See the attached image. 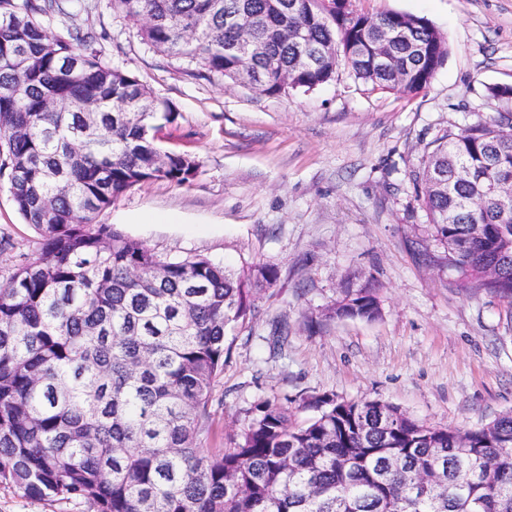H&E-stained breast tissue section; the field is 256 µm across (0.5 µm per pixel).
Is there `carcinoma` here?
I'll use <instances>...</instances> for the list:
<instances>
[{
  "instance_id": "cac0c4a2",
  "label": "carcinoma",
  "mask_w": 512,
  "mask_h": 512,
  "mask_svg": "<svg viewBox=\"0 0 512 512\" xmlns=\"http://www.w3.org/2000/svg\"><path fill=\"white\" fill-rule=\"evenodd\" d=\"M66 0H0V171L15 209L41 235L0 286V485L93 512H512V412L461 431L380 401L322 395L295 426L260 401L225 449L201 447L224 370L226 328L245 320L276 271L233 272L194 256L160 259L99 215L134 187L182 185L199 163L155 145L176 114L133 74L105 64L89 33L46 21ZM143 22L155 51L235 81L248 58L226 45L264 41L261 92L312 90L339 62L372 90L413 95L448 54L424 17L359 14L350 0H111ZM267 15L263 29L224 26V13ZM21 16L23 22L10 19ZM415 26L418 57L396 46L377 69L372 40ZM22 49L26 62L17 64ZM497 166L485 167L487 152ZM448 171V185L430 173ZM443 252L423 250L468 291L512 303V121L447 130L410 174ZM340 317L380 315L375 285L347 290Z\"/></svg>"
}]
</instances>
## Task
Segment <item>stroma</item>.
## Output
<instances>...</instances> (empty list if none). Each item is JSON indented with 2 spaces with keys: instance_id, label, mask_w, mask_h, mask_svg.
<instances>
[{
  "instance_id": "obj_1",
  "label": "stroma",
  "mask_w": 512,
  "mask_h": 512,
  "mask_svg": "<svg viewBox=\"0 0 512 512\" xmlns=\"http://www.w3.org/2000/svg\"><path fill=\"white\" fill-rule=\"evenodd\" d=\"M360 13L427 18L448 55L418 94L371 91L347 67L311 91L267 95L156 52L110 0H69L75 24L112 67L166 101L176 121L161 150L187 154L183 185L149 181L99 216L164 259L202 255L235 271L277 270L246 320L226 331L224 371L208 406V448H227L261 400L295 423L320 395L379 400L431 426L469 430L512 411V304L460 288L425 265L428 219L409 178L446 130L512 112V0H352ZM40 237L0 177V284ZM379 318H339L337 300L366 281ZM288 338L279 350L274 325ZM0 487V512H86Z\"/></svg>"
}]
</instances>
